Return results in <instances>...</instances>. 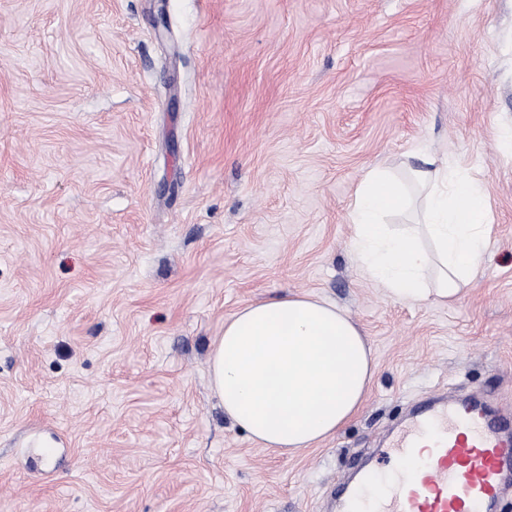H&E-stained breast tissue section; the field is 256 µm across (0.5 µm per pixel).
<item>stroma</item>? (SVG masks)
I'll return each instance as SVG.
<instances>
[{
  "mask_svg": "<svg viewBox=\"0 0 512 512\" xmlns=\"http://www.w3.org/2000/svg\"><path fill=\"white\" fill-rule=\"evenodd\" d=\"M512 0H0V512H342L412 406L512 424ZM422 148L486 187L495 233L451 304L350 257L351 195ZM303 292L376 375L290 456L224 416L209 357Z\"/></svg>",
  "mask_w": 512,
  "mask_h": 512,
  "instance_id": "35a3bbf8",
  "label": "stroma"
}]
</instances>
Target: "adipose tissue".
Instances as JSON below:
<instances>
[{"instance_id":"ef3b65f1","label":"adipose tissue","mask_w":512,"mask_h":512,"mask_svg":"<svg viewBox=\"0 0 512 512\" xmlns=\"http://www.w3.org/2000/svg\"><path fill=\"white\" fill-rule=\"evenodd\" d=\"M428 194L422 221L384 224L404 209L409 185ZM351 251L363 275L389 296L453 302L492 231L482 183L425 155L411 182L370 171L348 206ZM210 381L225 416L259 446L296 455L331 438L363 407L375 376L372 348L334 304L289 293L239 309L213 345Z\"/></svg>"}]
</instances>
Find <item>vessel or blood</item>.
<instances>
[{
  "label": "vessel or blood",
  "instance_id": "obj_1",
  "mask_svg": "<svg viewBox=\"0 0 512 512\" xmlns=\"http://www.w3.org/2000/svg\"><path fill=\"white\" fill-rule=\"evenodd\" d=\"M384 456L395 468L373 466L344 487L343 512H496L512 434L474 400H451L421 409Z\"/></svg>",
  "mask_w": 512,
  "mask_h": 512
}]
</instances>
